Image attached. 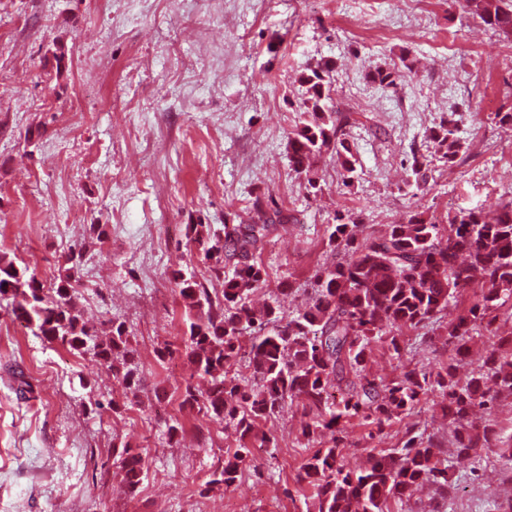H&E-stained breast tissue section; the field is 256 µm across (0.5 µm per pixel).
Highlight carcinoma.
Listing matches in <instances>:
<instances>
[{
    "label": "carcinoma",
    "instance_id": "cac0c4a2",
    "mask_svg": "<svg viewBox=\"0 0 512 512\" xmlns=\"http://www.w3.org/2000/svg\"><path fill=\"white\" fill-rule=\"evenodd\" d=\"M451 3L494 32L512 36V0ZM335 71V62L320 60L300 75L305 92L296 105L298 122L289 134L290 165L317 192L322 188L315 163L328 152L336 155L344 187H352L359 177L358 160L330 106ZM403 78V70L395 68L369 75V81L382 88L396 87ZM455 122L452 112L440 118L428 136L434 152L412 153L407 177L424 183L433 161L448 167L467 152L466 144L454 136ZM253 209L256 217L245 222L229 214L220 229L186 225L188 239L200 246L210 279L201 282L192 272H175L186 317L182 344L192 370L182 405L233 426L242 441L225 456L206 488L233 486L248 442L270 440L258 434L257 421L295 400L312 415L300 435L313 442L340 421L357 417L381 431L436 392L448 409L457 453L477 456L482 449L495 448L503 465L512 469V438L503 440L492 426L472 420L476 412L492 409L497 398L512 396V349L492 348L464 382L456 379L454 357L428 373L400 364L391 379L367 368L375 344L400 358L398 336L403 330L435 322L466 289L473 291L474 301L445 327L448 344L460 355L477 327L489 336L498 335L501 326L494 312L512 300V199L493 213L461 209L448 215L444 224L414 211L398 224L370 231L351 211L334 215L327 245L339 259L314 274L303 289L308 303L295 313L275 302L257 307L251 301L254 291L267 282L255 253L272 225L288 221L278 208L263 209L258 198ZM80 262L81 253L69 254L70 267L49 296L35 273L3 256L0 302L10 305L33 334L49 344L90 354L96 365L111 369L124 388L135 389L141 378L133 366L124 323L112 320L99 328L85 319L74 300L72 282ZM228 265L230 273L224 271ZM246 336L251 383L233 372ZM195 378L207 381V388L194 385ZM406 436L402 447L347 470L338 461L332 434L330 445L316 449L299 476L315 490L314 512H389L391 503L410 502L425 485L447 497L454 484L441 443L412 428ZM115 454L124 486L135 490L144 475L142 453L121 443Z\"/></svg>",
    "mask_w": 512,
    "mask_h": 512
}]
</instances>
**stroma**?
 I'll use <instances>...</instances> for the list:
<instances>
[{"instance_id":"stroma-1","label":"stroma","mask_w":512,"mask_h":512,"mask_svg":"<svg viewBox=\"0 0 512 512\" xmlns=\"http://www.w3.org/2000/svg\"><path fill=\"white\" fill-rule=\"evenodd\" d=\"M322 59L338 63L333 105L348 119L360 177L346 190L323 155L314 194L287 143L299 77ZM404 62L413 71L396 88L369 81ZM510 111L512 38L448 0H0V254L50 286L82 251L75 300L90 323L124 322L141 377L124 390L0 308V512H310L313 489L298 475L313 449L298 402L260 422L274 442L254 449L234 486L204 488L240 441L182 407L185 355H157L185 329L173 271L209 276L185 227H218L273 199L289 220L256 254L267 298L330 262L336 212L377 228L412 211H489L512 199V127L496 118ZM450 112L467 157L405 185L407 157L428 153L431 128ZM400 344L398 358L374 348V373L392 377L400 363L428 372L453 354L438 330L405 331ZM410 426L451 444L432 395L377 435L364 421L344 424L339 459L357 469L401 447ZM120 441L146 462L132 494L112 455ZM448 464L456 493L426 488L392 512H498L512 499V469L496 454Z\"/></svg>"}]
</instances>
